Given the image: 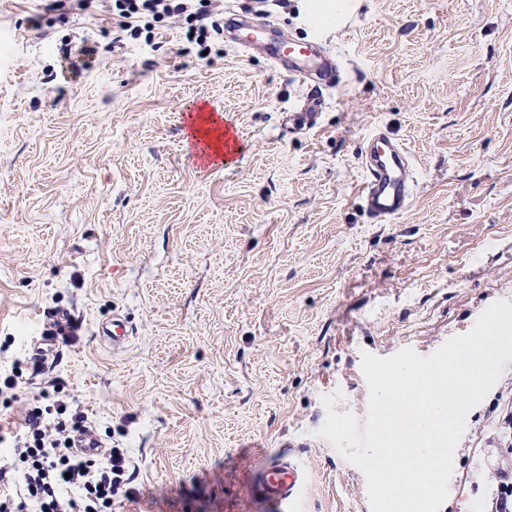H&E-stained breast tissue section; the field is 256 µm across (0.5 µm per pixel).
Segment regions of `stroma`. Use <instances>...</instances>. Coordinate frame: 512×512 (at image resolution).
Listing matches in <instances>:
<instances>
[{
  "instance_id": "stroma-1",
  "label": "stroma",
  "mask_w": 512,
  "mask_h": 512,
  "mask_svg": "<svg viewBox=\"0 0 512 512\" xmlns=\"http://www.w3.org/2000/svg\"><path fill=\"white\" fill-rule=\"evenodd\" d=\"M224 7L312 36L311 0ZM321 43L339 84L293 79L259 44L214 39L200 58L178 22L147 43L97 2L0 0V373L28 400L64 388L126 449L137 473L115 512H264L247 468L282 460L305 512H371L364 473L317 434L323 396L365 419L362 352L428 356L512 302V0H356ZM312 95L317 125L291 129ZM191 102L234 119L232 163L196 159ZM378 128L415 178L384 222L359 193ZM54 310L81 328L35 377ZM509 395L512 361L467 415L440 512H478L512 467Z\"/></svg>"
}]
</instances>
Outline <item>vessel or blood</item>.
<instances>
[{
  "label": "vessel or blood",
  "instance_id": "b4317fda",
  "mask_svg": "<svg viewBox=\"0 0 512 512\" xmlns=\"http://www.w3.org/2000/svg\"><path fill=\"white\" fill-rule=\"evenodd\" d=\"M224 27L238 32L237 42L245 47L264 39L263 29L244 27L232 12L225 16ZM269 56L276 63L284 64L291 75L303 80L316 79L329 85L335 81L334 59L326 53L312 55L307 44L274 43L269 47ZM319 105V100H308L303 111L288 114V122L296 128H313L317 124ZM361 158L365 173L361 196L367 215L385 221L404 213L411 203L414 185L407 149L398 140L376 130L365 139ZM303 483L302 472L288 461L267 465L253 480L256 495L270 512H301Z\"/></svg>",
  "mask_w": 512,
  "mask_h": 512
}]
</instances>
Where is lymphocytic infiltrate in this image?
Returning a JSON list of instances; mask_svg holds the SVG:
<instances>
[{
    "mask_svg": "<svg viewBox=\"0 0 512 512\" xmlns=\"http://www.w3.org/2000/svg\"><path fill=\"white\" fill-rule=\"evenodd\" d=\"M221 0H112V18L131 38L152 42L157 22L188 19L190 34L206 46L223 34L215 20ZM97 421L64 400L40 408L25 403L0 455V512H112L114 501L135 478L124 449L87 455L74 448L78 433L96 432Z\"/></svg>",
    "mask_w": 512,
    "mask_h": 512,
    "instance_id": "f902f5d3",
    "label": "lymphocytic infiltrate"
}]
</instances>
